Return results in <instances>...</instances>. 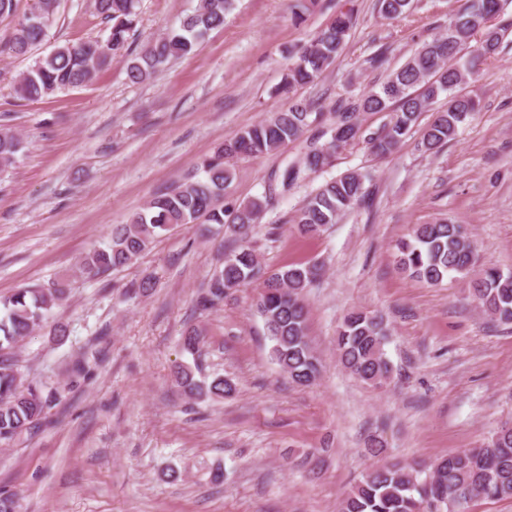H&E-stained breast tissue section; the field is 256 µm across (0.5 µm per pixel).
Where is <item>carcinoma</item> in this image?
Listing matches in <instances>:
<instances>
[{
	"label": "carcinoma",
	"instance_id": "cac0c4a2",
	"mask_svg": "<svg viewBox=\"0 0 512 512\" xmlns=\"http://www.w3.org/2000/svg\"><path fill=\"white\" fill-rule=\"evenodd\" d=\"M504 0H465L448 26L435 33L397 69L388 70L383 51L368 63L387 72L377 90L328 106L297 99L292 91L314 82L336 59L357 21L352 0L336 11L335 18L320 29L293 55L279 90L288 101L253 126L240 130L202 158L195 171L203 177H188L173 188L152 196L125 224L112 227L108 243L85 253L78 270L88 277L133 264L155 239L184 224L204 221L227 225L239 235L241 244L224 257L199 296L198 304L215 308L224 304L238 288L262 281L257 300L272 342V356L291 382L307 386L320 372V362L309 341L303 292L322 273L317 263L293 264L266 276L249 229L279 194L287 192L309 173L330 166L336 155L361 143L377 155L398 148L411 134L419 118L431 111L442 94L443 109L423 130L418 142L424 152H435L455 139L461 125L478 112L476 97L464 91L479 65L501 48L508 27L498 26ZM138 0H94L96 13L106 23V40H90L57 46L35 59L15 82L14 92L26 101H39L55 93L81 86L112 65V58L128 51L135 28ZM414 0H378L379 13L395 19L409 11ZM235 0H198L194 10L179 25L144 43L128 59L127 80L143 84L155 79L166 64L194 52L209 31L224 26ZM58 0H34L18 22L10 39L0 44V55L26 57L46 36V21L56 19ZM388 113L377 130L365 133L368 115ZM303 142L298 159L271 173L264 193L240 204L224 203V190L233 175L236 159L277 153L295 142ZM22 141L8 125L0 124V167L12 165ZM368 176L349 170L325 181L310 193L289 219L303 236H315L336 223L347 211L369 199ZM399 269L429 285L437 286L452 276L470 283L477 307L491 320L512 324V272L479 264L467 229L453 221L417 225L410 238L396 245ZM68 297V278L22 288L0 298V443L15 441L23 432L48 422L53 393L39 381L23 377L14 358L17 344L40 326L53 307ZM387 330L383 320L363 310L348 312L336 332V354L351 374L365 384L378 387L390 376L386 356ZM183 352L200 356L201 333L195 329L182 337ZM178 386L190 398H224L234 395L237 385L217 377L199 381L188 365L175 372ZM512 498V422L503 425L487 445L467 448L433 461L421 470L398 465H376L340 501L339 512H428L432 503L456 501L466 509L475 500Z\"/></svg>",
	"mask_w": 512,
	"mask_h": 512
}]
</instances>
